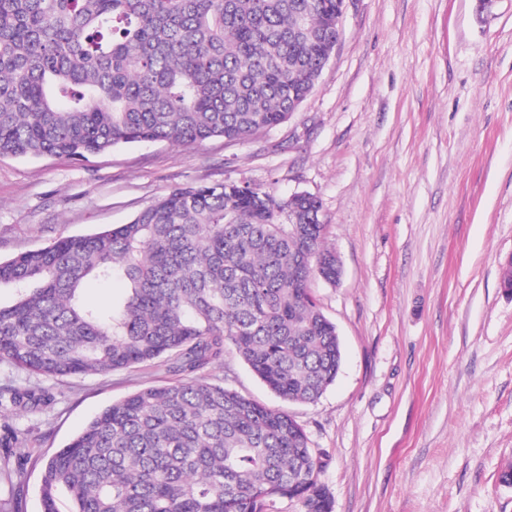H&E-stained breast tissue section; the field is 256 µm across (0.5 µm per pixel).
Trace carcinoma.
<instances>
[{
  "mask_svg": "<svg viewBox=\"0 0 512 512\" xmlns=\"http://www.w3.org/2000/svg\"><path fill=\"white\" fill-rule=\"evenodd\" d=\"M336 0H0V156L246 140L288 119L324 63ZM300 208L308 224L279 222ZM318 199L237 182L177 188L129 223L0 261V361L46 380L160 359L175 376L104 408L44 463L43 512H333L304 429L209 381L232 350L279 398L311 402L342 361L310 293L336 284ZM89 278L126 283L105 307ZM51 400L14 392L15 413Z\"/></svg>",
  "mask_w": 512,
  "mask_h": 512,
  "instance_id": "cac0c4a2",
  "label": "carcinoma"
}]
</instances>
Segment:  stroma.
Here are the masks:
<instances>
[{
	"label": "stroma",
	"mask_w": 512,
	"mask_h": 512,
	"mask_svg": "<svg viewBox=\"0 0 512 512\" xmlns=\"http://www.w3.org/2000/svg\"><path fill=\"white\" fill-rule=\"evenodd\" d=\"M346 0L335 52L288 121L245 141L137 143L85 161L0 157V260L125 224L175 188L247 182L322 206L337 284L311 281L342 364L312 403L235 353L211 382L290 414L334 512H512V0ZM164 367L49 381L0 362V512H42L45 460Z\"/></svg>",
	"instance_id": "stroma-1"
}]
</instances>
